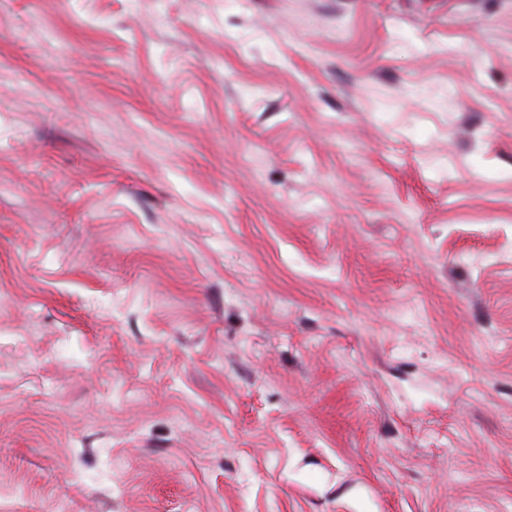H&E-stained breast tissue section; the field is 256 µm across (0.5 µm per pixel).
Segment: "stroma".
<instances>
[{"mask_svg": "<svg viewBox=\"0 0 512 512\" xmlns=\"http://www.w3.org/2000/svg\"><path fill=\"white\" fill-rule=\"evenodd\" d=\"M0 512H512V0H0Z\"/></svg>", "mask_w": 512, "mask_h": 512, "instance_id": "obj_1", "label": "stroma"}]
</instances>
